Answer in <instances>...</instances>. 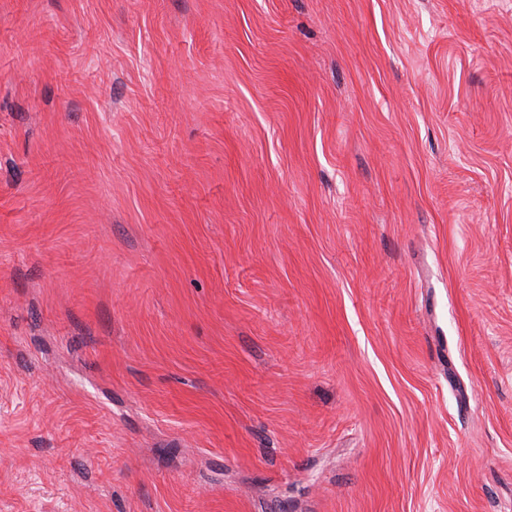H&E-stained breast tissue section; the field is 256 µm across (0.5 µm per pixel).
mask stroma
<instances>
[{
  "instance_id": "obj_1",
  "label": "stroma",
  "mask_w": 512,
  "mask_h": 512,
  "mask_svg": "<svg viewBox=\"0 0 512 512\" xmlns=\"http://www.w3.org/2000/svg\"><path fill=\"white\" fill-rule=\"evenodd\" d=\"M0 512H512V0H0Z\"/></svg>"
}]
</instances>
